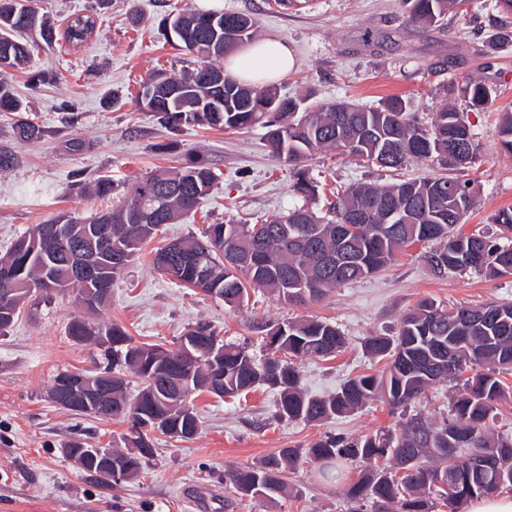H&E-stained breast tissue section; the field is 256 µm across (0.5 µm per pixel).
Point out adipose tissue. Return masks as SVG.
<instances>
[{
  "instance_id": "1",
  "label": "adipose tissue",
  "mask_w": 512,
  "mask_h": 512,
  "mask_svg": "<svg viewBox=\"0 0 512 512\" xmlns=\"http://www.w3.org/2000/svg\"><path fill=\"white\" fill-rule=\"evenodd\" d=\"M295 57L288 45L279 40L255 41L245 55H232L227 59V71L240 80H251L253 70H260L268 81H276L293 68Z\"/></svg>"
}]
</instances>
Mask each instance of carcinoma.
Here are the masks:
<instances>
[{"label": "carcinoma", "instance_id": "obj_1", "mask_svg": "<svg viewBox=\"0 0 512 512\" xmlns=\"http://www.w3.org/2000/svg\"><path fill=\"white\" fill-rule=\"evenodd\" d=\"M465 0H401L406 20L431 27L443 21L448 10ZM499 22L488 42L494 50L512 45V0H496ZM24 0H0V112L26 109L8 81L14 71L28 67L29 47L16 34L37 27L50 44L57 32L52 23L37 15ZM224 16L218 11L185 12L172 17L180 24L176 37L200 65L179 76L157 71L140 85L134 98L139 111L153 112L158 123L170 130L182 125L266 129L269 152L292 167V192L304 204L262 224H210L202 237L188 235L154 251L152 265L174 283L195 288L207 296L217 293L230 307L242 305L251 288H264L288 303L324 299L336 287L357 282L387 270L402 251L424 242L439 247L425 260L442 275L467 268L493 276L512 274V208L499 210L493 222L500 226L503 241L456 230L476 205V192L468 180L453 179L444 171H462L477 158V145L467 113L454 104L442 106L430 123L418 121L409 101L393 97L371 107L356 105L338 112L333 103L311 102L309 97L283 96L273 85L243 83L215 65L224 53ZM242 37L250 41L257 19L250 13H233ZM97 19L73 14L65 29L66 41L77 46L94 31ZM494 89L482 80H468L461 96L468 107L482 109L493 100ZM276 102V110L263 112L257 104ZM38 125L19 120L14 135L22 140L43 136ZM495 137L502 150L512 153V110L503 113ZM328 150L355 158L365 166L397 169L410 158L431 162L432 173L389 185L368 182L351 184L326 199L325 212L307 203L320 195L319 186L306 176L303 163L311 153ZM215 179L204 159L189 156L179 167L159 169L132 183L121 205L104 213L108 223L95 243L106 252L125 258L112 264V281L139 257L143 246L163 224H175L197 211ZM90 195H112V179L101 176L85 186ZM96 215H56L48 224H65L70 233L92 240L90 228ZM42 225H33L0 254V268L14 270L21 279L40 276ZM168 256L172 269L160 259ZM68 248H60L47 260L48 280L43 300L79 296L86 287L70 281ZM104 327L112 332L111 417L133 423L155 413L180 414L179 393L188 398L186 417L193 430L201 420L195 395L207 392L223 398L237 397L256 386L277 394L276 414L281 418L323 422L350 415L376 398L396 408L414 403L431 384L456 381L461 390L451 400L448 417L440 422L415 414L396 431L350 437L329 434L308 448H283L251 467L224 474V485L240 495L259 485L275 500L288 492L285 474L308 463L318 477L336 482L347 462L364 465L363 476L347 492L358 504L367 499L384 506L399 504L398 512H436L438 505L450 512H465L469 502L489 493L512 488V440H496L489 422L498 405L512 393L499 378L512 369V303L458 306L447 309L424 299L407 312L394 336H368L366 351L385 361L379 375H363L346 381L336 392L323 397L305 393L296 368L302 358L330 359L346 345L335 324L320 319H301L276 325L267 333L266 357L258 359L247 347L226 343L206 322L189 327L186 335L201 340L193 356L183 345L165 349L137 343L117 322L102 323L81 315L67 326L69 336H91ZM223 350L214 365L207 364L213 345ZM190 386L182 388L187 372ZM139 380L134 398L127 393L130 381ZM131 449L116 450L127 467V480L136 478L153 454L147 433L128 438ZM497 449L494 467L476 473L471 449Z\"/></svg>", "mask_w": 512, "mask_h": 512}]
</instances>
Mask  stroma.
Here are the masks:
<instances>
[{"instance_id": "1", "label": "stroma", "mask_w": 512, "mask_h": 512, "mask_svg": "<svg viewBox=\"0 0 512 512\" xmlns=\"http://www.w3.org/2000/svg\"><path fill=\"white\" fill-rule=\"evenodd\" d=\"M39 5L54 20L85 12L98 15L99 24L82 46L59 37L34 51L31 70L57 74V82L34 86L21 72L9 78L27 104L26 117L45 135L35 142L16 140L14 115L0 116V143L19 158L16 167L0 173V251L49 217H85L119 204L116 195L107 201L87 195L80 182L109 175L130 184L157 168L179 165L190 150L217 175L197 212L160 228L151 247L113 284L112 302L100 320L121 323L136 341L168 348L188 324L206 320L226 340L248 343L257 354L266 327L311 317L331 321L347 337V348L331 360L297 363L302 386L326 395L350 377L382 373L383 362L369 357L361 341L371 334L396 335L401 317L418 301L431 298L450 308L512 301V275H435L423 259L430 249L426 243L405 251L382 275L337 288L319 302L287 304L256 289L243 306L231 308L176 285L153 268L152 247L201 234L216 222L253 224L287 212L297 199L287 166L264 145V128L186 126L172 133L130 102L151 71L178 75L193 68V57L167 39L165 29L167 18L186 8L254 13L259 38L282 40L295 53V69L276 82L289 96L308 93L319 101L371 106L399 96L426 114L450 100L448 85L459 88L468 78H480L494 88L496 99L468 114L478 159L465 176L478 196L460 230L495 238L494 214L512 207V154L502 151L494 135L501 109L512 106V46L486 52L488 32L474 33L471 24L452 15L440 27L410 25L399 0H311L289 9L269 0H40ZM74 137L84 139L87 149L69 150L66 142ZM306 169L324 195L354 182L385 185L430 172L417 160L392 171L325 152L314 154ZM76 312L65 299L31 304L9 336L0 337V512H350L347 490L360 476L356 463L344 464L337 482L318 480L309 465H301L287 475L288 496L273 502L226 495L224 473L282 448L308 447L329 432L366 435L399 426L401 410L382 400L314 424L277 419L275 395L265 387L224 400L204 392L195 400L202 421L195 437L156 435V455L140 477L101 486L62 450L75 441L88 448L120 445L127 423L75 415L48 398L59 371L94 369L99 356L67 336Z\"/></svg>"}]
</instances>
